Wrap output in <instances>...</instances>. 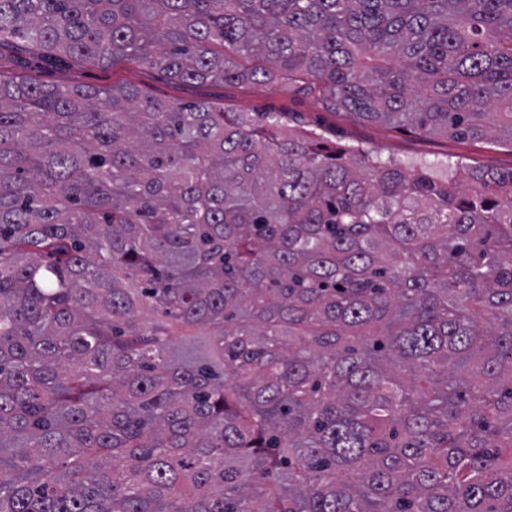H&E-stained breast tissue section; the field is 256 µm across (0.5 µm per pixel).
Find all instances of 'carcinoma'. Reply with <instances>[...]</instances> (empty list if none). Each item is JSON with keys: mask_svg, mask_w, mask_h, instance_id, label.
Returning <instances> with one entry per match:
<instances>
[{"mask_svg": "<svg viewBox=\"0 0 512 512\" xmlns=\"http://www.w3.org/2000/svg\"><path fill=\"white\" fill-rule=\"evenodd\" d=\"M16 41L512 145V0H0ZM428 169L0 78V512H512V171Z\"/></svg>", "mask_w": 512, "mask_h": 512, "instance_id": "carcinoma-1", "label": "carcinoma"}]
</instances>
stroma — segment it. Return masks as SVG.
Segmentation results:
<instances>
[{"label":"stroma","instance_id":"stroma-1","mask_svg":"<svg viewBox=\"0 0 512 512\" xmlns=\"http://www.w3.org/2000/svg\"><path fill=\"white\" fill-rule=\"evenodd\" d=\"M0 77L33 80L44 85L130 84L170 102L211 101L232 112H282L289 125L317 130L328 144L340 148L363 145L381 155L406 161L432 163L460 159L479 170L512 169V146L507 143L463 141L364 122L291 87L259 83L183 84L170 80L158 68L126 61L109 66L79 58L43 62L22 43L0 49Z\"/></svg>","mask_w":512,"mask_h":512}]
</instances>
